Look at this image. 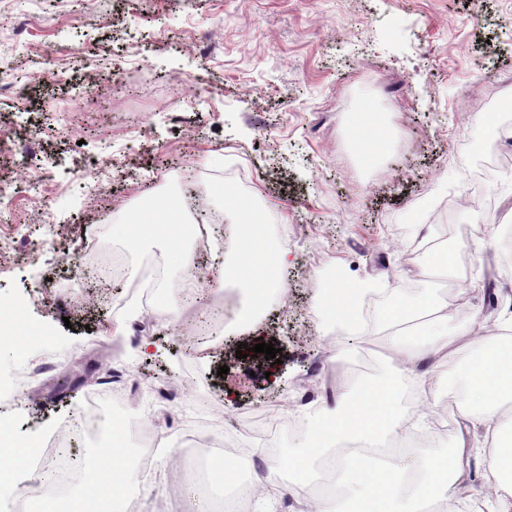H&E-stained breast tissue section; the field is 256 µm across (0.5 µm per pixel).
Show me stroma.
I'll use <instances>...</instances> for the list:
<instances>
[{
	"label": "stroma",
	"mask_w": 512,
	"mask_h": 512,
	"mask_svg": "<svg viewBox=\"0 0 512 512\" xmlns=\"http://www.w3.org/2000/svg\"><path fill=\"white\" fill-rule=\"evenodd\" d=\"M0 0V186L25 170L67 190L43 206L36 188L16 196L0 223L10 249L0 258V304L14 309V332L40 333L47 350L0 355V427L33 442L70 424L88 395L111 394L123 373L129 397L103 408V435H73L78 463H90L111 496L134 490L138 512H170L175 486L194 475L238 490L268 475L263 442L247 436L284 404L303 427L327 396L351 386L353 369L387 355V330L370 326L339 349L324 335L325 296L336 282L367 279L400 288H442L448 321L479 314L482 333L512 317V141L493 109L512 121V0ZM28 21L27 31L16 24ZM494 40L505 57L482 58ZM54 54L55 85L39 80ZM57 102L56 114L43 112ZM379 113L392 131L386 158L365 164L352 139L357 114ZM123 157L100 193L87 197L86 162ZM494 164L490 180L477 172ZM217 223L207 249L193 250L203 272L189 303L174 275L175 224L197 194ZM266 214L270 249L287 251V298L270 297L244 334L210 335L192 351L210 310V287L241 304L234 283L219 284L218 257L230 254L235 225L226 199ZM145 227L138 243L122 223ZM125 260L109 286L74 277L68 261L91 238ZM437 244L442 255L420 249ZM161 265V317L130 301L140 273ZM272 343L279 364L242 359L239 344ZM451 360L425 361L439 383L419 405L423 456L443 461L459 440L453 383L480 351L464 337ZM229 372L218 375L219 367ZM189 427L204 441L238 438L250 452L242 473L179 441ZM153 437L150 472L114 469L99 447H143ZM482 432L461 479L477 512H501L479 458Z\"/></svg>",
	"instance_id": "1"
}]
</instances>
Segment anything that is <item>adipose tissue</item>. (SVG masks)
I'll list each match as a JSON object with an SVG mask.
<instances>
[{"instance_id": "ef3b65f1", "label": "adipose tissue", "mask_w": 512, "mask_h": 512, "mask_svg": "<svg viewBox=\"0 0 512 512\" xmlns=\"http://www.w3.org/2000/svg\"><path fill=\"white\" fill-rule=\"evenodd\" d=\"M356 144L367 160L380 161L388 148L390 133L379 124L376 114L362 113L352 130ZM231 213L239 226L235 261L224 264L225 280L234 282L245 298L244 320H251L260 312L268 294L284 297L288 286L281 279L280 271L288 262L286 252H267L261 232L260 219L255 208L235 206ZM382 291L386 300L415 309L421 321L415 332L400 331L389 339L393 360L402 363L401 373L421 396H428L437 384L433 373L422 368L427 357H448L454 343L463 336L471 335L479 324L478 317L457 325L448 323V300L439 296L437 289L421 291L416 297H408L398 288H381L379 282L367 280L360 284L358 292H347L344 285L336 287L338 315L325 319V335L344 340L364 335L367 324L358 317L362 304L359 292ZM499 390L495 385H477L466 380L457 398L463 426L468 430H483L491 445L484 451L483 479L488 488L503 499L512 498V425L504 427L495 423L487 411L489 403L497 401ZM469 458L464 449H457L444 480H437V469L429 459L415 464L416 480L412 483L394 482L388 487L387 512H414L417 500L427 490L434 489L447 494L456 477Z\"/></svg>"}]
</instances>
